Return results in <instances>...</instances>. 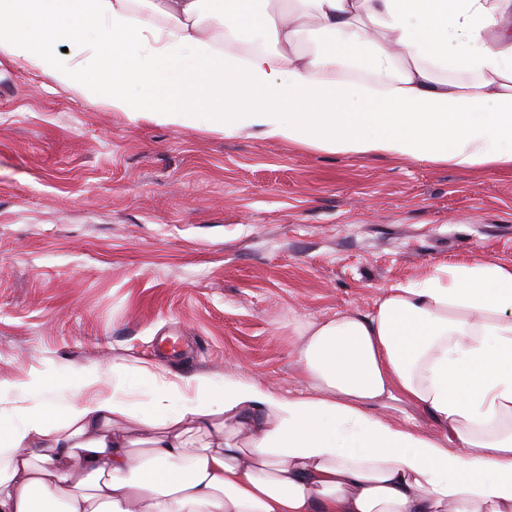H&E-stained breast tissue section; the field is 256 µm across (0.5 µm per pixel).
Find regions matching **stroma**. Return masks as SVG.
<instances>
[{
	"label": "stroma",
	"instance_id": "35a3bbf8",
	"mask_svg": "<svg viewBox=\"0 0 512 512\" xmlns=\"http://www.w3.org/2000/svg\"><path fill=\"white\" fill-rule=\"evenodd\" d=\"M476 259L512 265V167L135 122L0 57L2 380L156 361L309 395L299 329Z\"/></svg>",
	"mask_w": 512,
	"mask_h": 512
}]
</instances>
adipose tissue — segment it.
I'll return each mask as SVG.
<instances>
[{
  "mask_svg": "<svg viewBox=\"0 0 512 512\" xmlns=\"http://www.w3.org/2000/svg\"><path fill=\"white\" fill-rule=\"evenodd\" d=\"M138 2L0 0V56L136 121L512 164V0H147L146 20ZM307 15L331 36L313 55L299 47ZM380 40L393 52L371 54ZM351 57L380 87L336 79ZM448 68L473 83L438 81ZM300 340L315 395L158 365H113L107 394L96 368L0 380L14 397L0 407V512H512V431L486 430L512 422V266L443 267ZM386 399L427 410L444 438L368 413Z\"/></svg>",
  "mask_w": 512,
  "mask_h": 512,
  "instance_id": "obj_1",
  "label": "adipose tissue"
}]
</instances>
